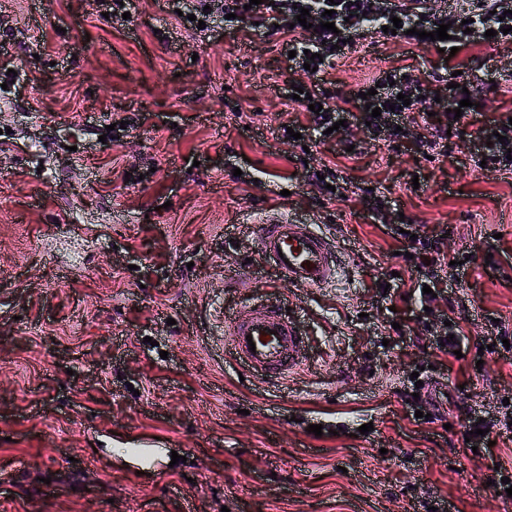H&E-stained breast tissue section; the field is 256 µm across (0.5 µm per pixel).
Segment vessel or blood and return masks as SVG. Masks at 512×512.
<instances>
[{"label": "vessel or blood", "instance_id": "1", "mask_svg": "<svg viewBox=\"0 0 512 512\" xmlns=\"http://www.w3.org/2000/svg\"><path fill=\"white\" fill-rule=\"evenodd\" d=\"M255 233L261 256L297 288H320L338 282L343 268L332 243L285 216L258 220ZM226 344L255 376L273 380L292 373L302 359L301 332L285 305L259 303L248 311L226 315Z\"/></svg>", "mask_w": 512, "mask_h": 512}]
</instances>
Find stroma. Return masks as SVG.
Returning a JSON list of instances; mask_svg holds the SVG:
<instances>
[{
	"instance_id": "stroma-1",
	"label": "stroma",
	"mask_w": 512,
	"mask_h": 512,
	"mask_svg": "<svg viewBox=\"0 0 512 512\" xmlns=\"http://www.w3.org/2000/svg\"><path fill=\"white\" fill-rule=\"evenodd\" d=\"M0 44V512H512L494 488L512 462V173L475 170L455 139L422 158L447 117L435 51L369 37L329 74L344 94L418 67L432 114H402L404 147L355 124L299 148L278 35L202 30L171 0H0ZM458 60L479 122L512 113V44ZM322 162L341 196L310 183ZM270 213L333 241L346 280L278 276L246 231ZM402 222L464 260L427 309ZM275 297L305 365L267 383L225 349L224 313ZM449 313L458 358L430 351ZM417 380L450 397L445 422L409 415ZM480 417L495 426L472 453Z\"/></svg>"
}]
</instances>
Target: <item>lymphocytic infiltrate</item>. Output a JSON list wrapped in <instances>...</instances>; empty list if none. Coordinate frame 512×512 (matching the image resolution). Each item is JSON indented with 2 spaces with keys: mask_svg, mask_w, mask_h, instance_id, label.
Segmentation results:
<instances>
[{
  "mask_svg": "<svg viewBox=\"0 0 512 512\" xmlns=\"http://www.w3.org/2000/svg\"><path fill=\"white\" fill-rule=\"evenodd\" d=\"M226 15L227 26L244 23L247 26H260L267 31H275L282 38L281 50L285 52L286 70H303L307 53H317L322 57L317 71L306 72L309 82L304 85V97L299 100L301 119L292 122L291 127L301 135L322 134L335 122L343 119H357L367 123L368 133L378 132L379 118H373L371 108H380L382 115L389 112L404 113L426 111L425 99L421 97L422 85L417 75L406 66L392 67L380 71L375 83H362L360 88L341 95L338 105H329L331 92L327 86L328 68L334 67L336 59L345 57L356 49L360 40L381 34L383 25L391 18L401 20L402 29L397 39L406 40L424 50L451 49L462 50L473 46L493 42L501 44L512 41V31L501 34L502 25L512 28V0H462L452 10H437L431 0H262L261 4L250 5L249 0H196L195 12L204 7ZM308 9V26L296 23L298 8ZM330 12L335 31L321 29L319 23L323 12ZM471 20V27H464V20ZM448 25L447 40L419 38V31H435L439 25ZM494 30L493 39H486V30ZM443 80L449 85L447 91L449 108H461L463 116L458 120H449L445 128L439 129V138L454 137L464 139V116L470 115V108L461 107L463 91L471 87L472 82L456 72V63H442ZM304 71V70H303ZM499 133V140H492V133ZM477 138L480 146L473 153L474 163H485L490 171H512V160L507 153L512 150V119L500 116L492 125L480 128ZM420 246L415 252L417 269L413 273L414 288L430 286L438 289L440 279L438 270L448 266L447 256L441 255L437 242L427 236H418Z\"/></svg>",
  "mask_w": 512,
  "mask_h": 512,
  "instance_id": "f902f5d3",
  "label": "lymphocytic infiltrate"
}]
</instances>
